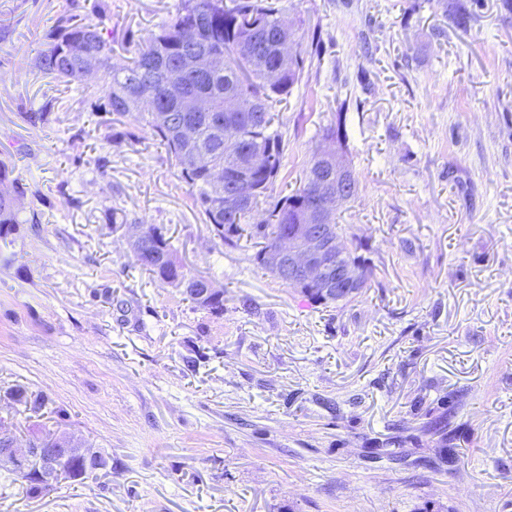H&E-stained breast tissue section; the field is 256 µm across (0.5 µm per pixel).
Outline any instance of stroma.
Listing matches in <instances>:
<instances>
[{
  "label": "stroma",
  "mask_w": 512,
  "mask_h": 512,
  "mask_svg": "<svg viewBox=\"0 0 512 512\" xmlns=\"http://www.w3.org/2000/svg\"><path fill=\"white\" fill-rule=\"evenodd\" d=\"M69 2L0 0V160L25 188L0 239V426L112 466L36 494L0 470V512H512L506 0L464 28L437 0H285L319 54L276 107L272 194L345 116L359 197L337 217L372 271L326 306L215 237L136 117L36 68ZM77 2L127 56L181 4ZM130 223L164 227L223 314L137 267Z\"/></svg>",
  "instance_id": "obj_1"
}]
</instances>
